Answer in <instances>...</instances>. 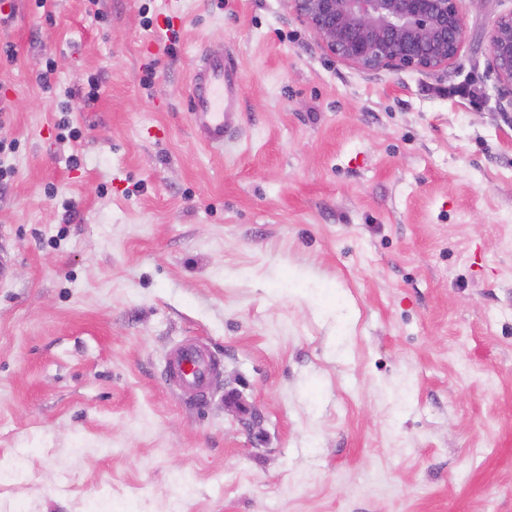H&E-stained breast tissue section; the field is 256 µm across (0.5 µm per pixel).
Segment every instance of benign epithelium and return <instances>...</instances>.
I'll list each match as a JSON object with an SVG mask.
<instances>
[{"label": "benign epithelium", "mask_w": 512, "mask_h": 512, "mask_svg": "<svg viewBox=\"0 0 512 512\" xmlns=\"http://www.w3.org/2000/svg\"><path fill=\"white\" fill-rule=\"evenodd\" d=\"M326 51L365 72L448 68L464 37L458 0H290ZM489 71L512 108V11L489 39Z\"/></svg>", "instance_id": "obj_1"}]
</instances>
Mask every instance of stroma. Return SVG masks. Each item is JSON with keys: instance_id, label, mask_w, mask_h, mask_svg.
<instances>
[{"instance_id": "stroma-1", "label": "stroma", "mask_w": 512, "mask_h": 512, "mask_svg": "<svg viewBox=\"0 0 512 512\" xmlns=\"http://www.w3.org/2000/svg\"><path fill=\"white\" fill-rule=\"evenodd\" d=\"M5 3L0 512H512V0H459L435 73L339 62L288 0ZM226 54L218 150L187 102ZM489 71L498 83L501 102L512 110V11L500 18L490 35ZM241 76L234 60L224 55L205 59L191 77L189 115L193 128L211 147L228 144L238 130ZM222 364L202 343L186 341L174 347L166 361V377L184 393L204 394L219 377Z\"/></svg>"}]
</instances>
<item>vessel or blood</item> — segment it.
<instances>
[{
    "instance_id": "obj_1",
    "label": "vessel or blood",
    "mask_w": 512,
    "mask_h": 512,
    "mask_svg": "<svg viewBox=\"0 0 512 512\" xmlns=\"http://www.w3.org/2000/svg\"><path fill=\"white\" fill-rule=\"evenodd\" d=\"M241 76L231 57L212 56L191 77L189 115L206 145L228 144L238 129ZM222 364L202 343L186 341L174 347L166 361V377L176 389L204 394L219 377Z\"/></svg>"
}]
</instances>
